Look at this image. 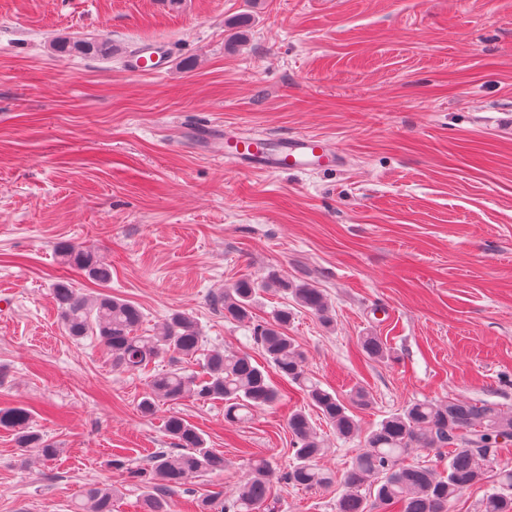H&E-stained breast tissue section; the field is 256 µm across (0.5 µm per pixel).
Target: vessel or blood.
<instances>
[{"label": "vessel or blood", "mask_w": 512, "mask_h": 512, "mask_svg": "<svg viewBox=\"0 0 512 512\" xmlns=\"http://www.w3.org/2000/svg\"><path fill=\"white\" fill-rule=\"evenodd\" d=\"M224 156L250 173L320 171L343 162L335 147L316 134L286 136L273 143L261 136L228 131L224 134Z\"/></svg>", "instance_id": "obj_1"}]
</instances>
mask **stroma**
I'll use <instances>...</instances> for the list:
<instances>
[{"label": "stroma", "mask_w": 512, "mask_h": 512, "mask_svg": "<svg viewBox=\"0 0 512 512\" xmlns=\"http://www.w3.org/2000/svg\"><path fill=\"white\" fill-rule=\"evenodd\" d=\"M96 37L118 55L55 51ZM154 44L159 75L125 54ZM512 0H0V407L26 406L60 450H21L0 429V512H72L93 483L114 512H140L143 490L114 457L145 464L169 447L177 413L222 451L223 476L193 480L172 512L208 492L232 496L253 457L291 461L281 400L249 422L223 402L137 405L150 371L113 369L92 338L63 331L53 288L136 305L152 335L176 311L204 348L259 356L251 326L212 299L247 277L252 316L287 302L271 276L326 296L324 325L296 309L288 330L309 377L350 399L362 429L413 400L460 397L512 411ZM325 137L344 156L331 171L248 173L198 138L202 126ZM94 250L108 287L65 268L58 242ZM386 337L367 359L360 336ZM340 486L275 482L261 512H336Z\"/></svg>", "instance_id": "stroma-1"}]
</instances>
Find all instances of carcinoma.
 I'll use <instances>...</instances> for the list:
<instances>
[{
    "label": "carcinoma",
    "mask_w": 512,
    "mask_h": 512,
    "mask_svg": "<svg viewBox=\"0 0 512 512\" xmlns=\"http://www.w3.org/2000/svg\"><path fill=\"white\" fill-rule=\"evenodd\" d=\"M54 50L65 55L105 57L112 55V43L99 39L58 40ZM60 261L87 273L100 285L112 280V270L100 263L92 251L68 243L56 245ZM282 291L294 303L330 320L324 294L302 283ZM65 332L74 339L94 336L104 347L112 368L133 372L146 368L164 355L190 357L201 372L187 375L175 369L154 375L149 391L139 402L146 416L156 412L161 401L192 398L206 403L224 402V419L241 422L253 412L271 407L281 397L266 367L298 385L309 405L342 439L363 438L364 451L352 458L341 477L343 492L336 499V512H450L452 503L466 488L485 479L487 467L496 463L503 442L512 439V412L493 403L448 400H418L405 405L362 432L356 416L336 393L312 382L304 370L305 355L288 335L291 309L277 311L273 321L253 326V339L265 355L267 366L250 355L236 351L202 352L203 336L194 316L185 311L172 313L154 336L137 334L142 322L139 308L107 294L89 296L65 280L53 288ZM257 295L248 278L224 290L216 302L224 306V318L251 320ZM362 352L372 360L388 357L382 337L368 334L359 338ZM31 412L24 407L0 408V428L14 432L18 447L34 448L45 459L59 453L57 446L30 430ZM292 436V465L277 475L271 462L260 458L240 482L231 497L215 492L197 504L199 512H258L271 497L274 480L306 489L328 487L333 476L319 466L323 441L311 415L298 409L288 418ZM164 430L172 447L156 450L146 464L126 467L119 460L112 466L126 471L128 478L144 488L143 512H170L168 497L188 483L207 475L224 474V454L207 447L201 432L178 414L169 415ZM411 450L431 451L448 460L443 470L403 463ZM112 486L89 487L75 505V512H112ZM478 512H512V468L497 474V484L479 503Z\"/></svg>",
    "instance_id": "1"
}]
</instances>
